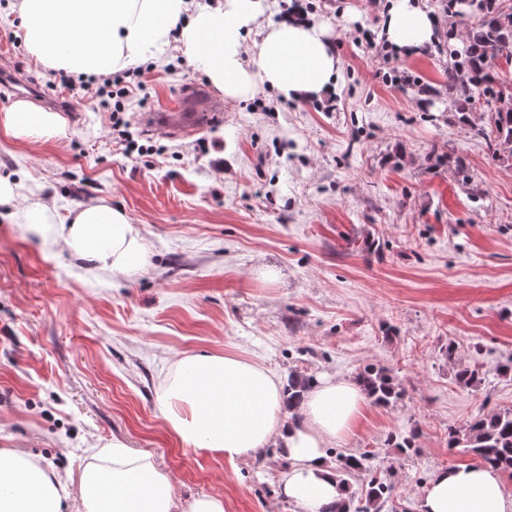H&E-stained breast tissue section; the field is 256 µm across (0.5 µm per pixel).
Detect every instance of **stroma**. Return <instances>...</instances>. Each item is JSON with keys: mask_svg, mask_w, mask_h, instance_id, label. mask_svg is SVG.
<instances>
[{"mask_svg": "<svg viewBox=\"0 0 512 512\" xmlns=\"http://www.w3.org/2000/svg\"><path fill=\"white\" fill-rule=\"evenodd\" d=\"M308 2L336 28L335 111L267 89L225 98L172 39L125 102L139 146L128 154L111 110L61 87L27 49L16 0H0L9 60L38 89L31 103L70 107L63 136L0 131V177L21 184V205L43 202L60 222L99 202L122 210L148 251L134 274H94L52 238L29 236L21 215L0 214V448L77 473L117 436L155 459L181 502L213 495L227 512H295L280 494L281 449L231 463L180 444L159 416L165 378L203 352L249 358L283 384L375 364L406 397L367 404L340 448L378 454L397 482L392 508L419 512L434 470L474 461L449 449V426L512 409V375L498 373L512 360V163L474 138L485 111L457 122L443 48L464 44L476 14L425 0L433 44L397 59L431 87L420 95L389 87L388 65L363 42L381 30L378 0ZM197 88L221 102L218 121L184 137L144 122ZM451 149L471 185L435 165L434 152ZM463 365L481 386L457 385ZM414 428L418 454L389 445Z\"/></svg>", "mask_w": 512, "mask_h": 512, "instance_id": "35a3bbf8", "label": "stroma"}]
</instances>
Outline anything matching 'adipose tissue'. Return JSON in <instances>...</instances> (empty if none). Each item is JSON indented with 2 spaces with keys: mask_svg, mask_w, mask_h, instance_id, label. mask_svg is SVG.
I'll list each match as a JSON object with an SVG mask.
<instances>
[{
  "mask_svg": "<svg viewBox=\"0 0 512 512\" xmlns=\"http://www.w3.org/2000/svg\"><path fill=\"white\" fill-rule=\"evenodd\" d=\"M28 50L45 64L75 75L108 74L163 44L182 23L181 50L225 97L260 88L283 99L319 98L340 78L329 21L275 18L269 0H222L190 12L187 0H20ZM382 36L396 50L424 46L434 18L418 0H388ZM17 140L61 136L63 118L26 101L0 118ZM28 234L55 238L89 272L129 273L147 263L138 230L121 210L97 203L66 223L41 203L24 211ZM367 397L356 382L327 379L305 393L289 420L280 383L266 367L231 354L181 357L158 397L165 425L181 443L233 462L269 446L291 465L281 494L295 512H333L346 491L328 450L351 433ZM112 482V512H226L223 499L200 496L188 504L172 494L170 477L151 456L121 439L102 444L78 476L46 470L15 448H0V512H102L95 487ZM419 512H512L500 471L453 465L435 471Z\"/></svg>",
  "mask_w": 512,
  "mask_h": 512,
  "instance_id": "1",
  "label": "adipose tissue"
}]
</instances>
